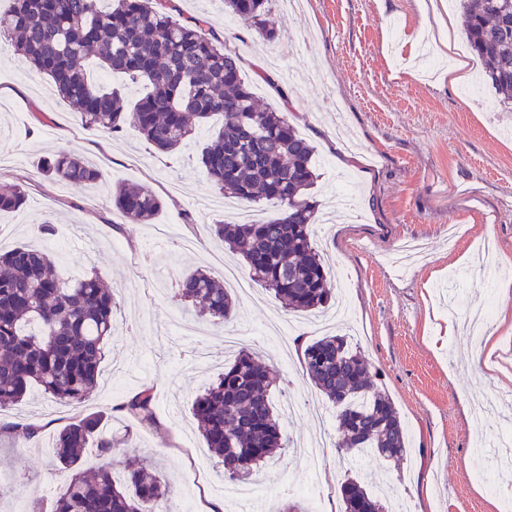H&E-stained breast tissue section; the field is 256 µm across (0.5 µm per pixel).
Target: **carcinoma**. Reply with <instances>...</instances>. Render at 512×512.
<instances>
[{"label": "carcinoma", "mask_w": 512, "mask_h": 512, "mask_svg": "<svg viewBox=\"0 0 512 512\" xmlns=\"http://www.w3.org/2000/svg\"><path fill=\"white\" fill-rule=\"evenodd\" d=\"M274 0H224L227 11L268 40L274 38ZM461 23L486 82L512 102V0H462ZM0 43L49 77L58 95L93 134L133 130L170 153L195 136L196 126L220 114L224 123L203 148L206 180L226 197L250 206L282 207L258 223L215 224L214 235L242 253L252 281L274 292L289 309L313 312L336 303L321 250L313 241L319 204L314 146L285 114L258 105L245 83L240 57L203 29V21L176 14L171 0H9L0 11ZM94 59L113 73L146 86L133 106L118 91L87 76ZM51 180L103 185L102 170L62 149L40 162ZM25 203L19 185L0 186V212ZM123 219L151 223L165 201L146 184L112 194ZM180 300L221 323L235 315L230 291L204 271L177 282ZM115 293L96 273L65 277L48 251L24 244L0 254V411L38 387L64 405L84 402L98 383L104 344L112 335ZM302 368L334 410L336 448L359 457L400 461L410 452L407 433L389 396L375 389L366 361L346 336L326 335L299 350ZM280 383L275 367L241 348L192 404L207 448L224 476L258 475L290 447L272 402ZM122 410L154 426V394L143 387ZM106 415L95 412L65 425L54 455L65 482L50 512H175L168 486L148 461L115 475L112 463L88 471L90 447L112 457ZM35 437L33 424L5 422L0 431ZM343 512H389L384 497L348 477L337 489Z\"/></svg>", "instance_id": "1"}]
</instances>
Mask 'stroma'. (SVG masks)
I'll return each mask as SVG.
<instances>
[{
	"instance_id": "stroma-1",
	"label": "stroma",
	"mask_w": 512,
	"mask_h": 512,
	"mask_svg": "<svg viewBox=\"0 0 512 512\" xmlns=\"http://www.w3.org/2000/svg\"><path fill=\"white\" fill-rule=\"evenodd\" d=\"M432 0H277L276 38L268 42L224 10L223 0H175L182 18L206 16L208 28L243 59L242 75L261 104L287 109L289 123L316 148L320 211L350 185L354 217L339 212L313 227L328 271L351 313L347 331L378 388L405 421L413 453L401 464L372 457L362 462L336 453L312 469L295 449L265 470L274 482L268 512L291 503L309 507L304 490L316 484L328 498L356 474L388 484L408 512H498L490 489L512 482V447L484 455L478 440L512 430V406L497 403L475 428L489 401L512 394V298L504 299L497 266L512 263V106L491 86L463 95L472 75L449 80V51L436 49L440 67L423 76L416 57L434 22ZM267 70L278 88L257 81ZM221 125L213 118L196 139L166 154L134 132L94 135L71 107L54 95L46 77L16 56L0 54V184H23L27 199L0 213V250L35 242L37 226L51 223L44 240L63 275L96 272L117 294L114 329L105 347L101 381L86 409L111 413L108 431L118 438L112 461H158L177 508L202 505L225 484L191 412L195 396L231 361L225 325L200 319L204 333L187 336L171 324L184 307L179 277L202 267L223 279L225 268L247 269L215 238L212 226L237 221L224 197L207 182L201 151ZM85 156L105 173L104 187L74 188L46 179L39 163L59 149ZM122 183L151 185L165 200L153 223L131 224L112 207ZM193 224H185L184 215ZM457 279L469 309L491 307L489 332L500 343L502 370L477 364L476 344L465 337L463 314L448 315L443 284ZM236 329L243 344L278 364L281 395L297 411L283 421L291 441L337 436L335 417L316 426L311 408L328 402L312 385L295 352L318 334L313 315L285 309L254 285L236 295ZM153 387L157 424L142 426L117 407L141 387ZM39 390L8 412L40 426L37 439L0 434V512H17L20 497H53L62 476L51 461L59 430L75 416Z\"/></svg>"
}]
</instances>
